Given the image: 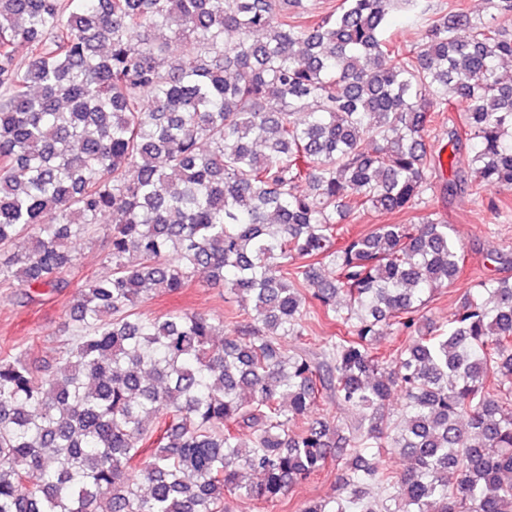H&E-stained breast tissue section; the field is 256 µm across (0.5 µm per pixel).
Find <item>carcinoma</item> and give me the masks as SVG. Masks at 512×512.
<instances>
[{
    "mask_svg": "<svg viewBox=\"0 0 512 512\" xmlns=\"http://www.w3.org/2000/svg\"><path fill=\"white\" fill-rule=\"evenodd\" d=\"M307 2L0 0V287L67 292L71 240L101 229L112 264L54 355L0 350V512L275 506L330 461L339 494L300 512H512V277L437 326L464 268L450 225L336 220L423 199L453 103L470 177L448 191L512 187V33L428 0ZM395 12L417 46L385 36ZM201 271L239 319L138 311ZM319 318L324 361L285 351ZM327 398L364 411L347 434L313 416ZM460 112H440L439 116L436 119L434 125V133L431 135L428 144V150L431 151L434 155H437L440 147L448 142V115L454 117L459 121ZM456 120V121H457Z\"/></svg>",
    "mask_w": 512,
    "mask_h": 512,
    "instance_id": "obj_1",
    "label": "carcinoma"
}]
</instances>
